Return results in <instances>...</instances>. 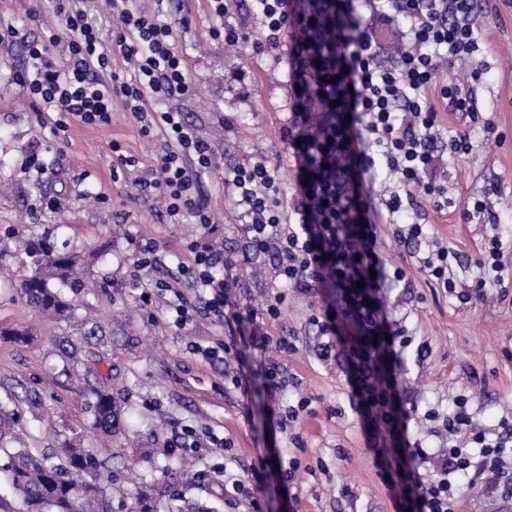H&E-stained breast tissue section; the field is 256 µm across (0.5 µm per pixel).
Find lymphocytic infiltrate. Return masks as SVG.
Wrapping results in <instances>:
<instances>
[{"instance_id":"lymphocytic-infiltrate-1","label":"lymphocytic infiltrate","mask_w":512,"mask_h":512,"mask_svg":"<svg viewBox=\"0 0 512 512\" xmlns=\"http://www.w3.org/2000/svg\"><path fill=\"white\" fill-rule=\"evenodd\" d=\"M48 2L64 17L69 63L58 67L50 60L57 34L27 42L29 64L16 79L37 111L53 113L52 130L59 133L73 124L110 123L115 108L123 107L141 137H157L161 143L149 165L113 148L114 169L134 173L137 190L161 193L170 218L188 213L197 223L210 224L198 186L212 166L213 149L182 112L160 103L190 88L173 30L157 15L133 8L131 0H111L119 24L108 48L86 11L64 9L61 0ZM387 7L404 19L408 44L385 64L365 17L382 14ZM477 11L478 0H363L359 7L354 0H304L295 9L288 0H253L259 48L271 54L282 39L291 41L295 122L283 128L282 137L296 146L302 180L289 210L274 194L276 171L266 162L248 163L224 177V192L243 221L247 250L271 252L277 259L281 288L271 294L264 313L272 319L280 315L287 289L306 291L316 284L336 289L335 300L323 310L320 329L339 341L324 343L320 355L329 357L333 347H340L346 363L356 368L351 405L370 417L375 463L406 512H454V476L469 474L474 487L499 475L502 455L512 443V426L488 438L464 396L456 399L452 412L426 414L434 434L455 437L445 451L429 454L418 441L404 448L390 443L392 437L407 434L413 419L400 407L395 376L412 339L389 322L384 310L387 288L403 281L405 271L386 266L377 216L417 209L423 200L439 211L453 207L448 182L438 179L428 145L433 130L443 126L444 113L480 125L485 137L496 133L493 122L480 120L474 112L469 88L438 78L442 64L472 59L478 51ZM115 59L120 62L116 68L111 65ZM379 164L398 182L386 195L368 177ZM292 213L297 223L289 222ZM393 237L417 259L422 275L463 303L481 301L484 293L458 289L454 268L471 264L497 273L504 267L503 243L495 235L484 238L471 257L429 238L419 224L396 225ZM187 250L178 277L196 286L195 302H188L170 282L142 292V302L164 300L182 329L200 316L240 327L255 323L257 311L231 300L237 281L225 272L223 253L198 240ZM426 460L436 468L427 480L416 467ZM272 468L268 456L260 455L247 466L246 478L225 473V496L244 498L251 512H263L248 484L261 482Z\"/></svg>"}]
</instances>
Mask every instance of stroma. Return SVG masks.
Wrapping results in <instances>:
<instances>
[{"label": "stroma", "instance_id": "35a3bbf8", "mask_svg": "<svg viewBox=\"0 0 512 512\" xmlns=\"http://www.w3.org/2000/svg\"><path fill=\"white\" fill-rule=\"evenodd\" d=\"M36 6V0H0V327L32 330L24 343L0 338V391L25 389L42 401L38 408L21 406L14 447L58 448L68 441L98 446L86 411L97 386L112 392L121 410L120 431L112 440L110 512H135L140 490L165 512L175 488L217 512H247V504L224 502V479L211 471L222 460L219 453L167 452L187 425L214 428L234 443L235 474L259 454L297 461L291 484L273 472L258 489L265 512H404L379 476L365 422L349 405L350 368L316 354L321 336L309 319L334 299V289H289L279 319L260 322L262 330L293 345L277 355L299 380L289 386L283 405L303 397L311 401L294 426L281 430L269 422L273 400L255 390L263 379L260 367H253L241 387L228 389L224 365L209 364L192 351L195 343L231 339L230 328L202 319L190 330L177 329L164 310L143 304L134 286L144 239H154L172 267L186 243L200 237L236 259L239 303L263 309L279 284L272 254L246 251L238 212L224 200L225 172L255 159L277 168L282 199L299 191L295 151L281 138L282 126L292 121L289 68L258 52L259 32L247 0H234L230 9L231 22L243 24L249 35L235 48L211 36L218 20L208 0H144L146 10H160L176 34L191 77L190 92L177 103L214 149V165L199 186L213 218L206 228L189 217L170 223L164 203L140 194L132 174L113 175V143L149 163L159 149L138 135L123 108H116L110 124L51 135L48 115L36 111L14 79L28 63L24 37H40L48 27L64 30L53 13L33 20ZM480 6L484 26L475 59L486 73L475 89L476 107L500 137L488 141L473 130L472 152L459 156L450 153L448 141L464 120H450L435 132L457 210L439 212L427 204L421 212H405L401 221L425 225L449 248L470 255L484 236L499 233L507 255L504 283L487 284L485 303L464 304L426 281L415 259L395 243L392 225H381L380 243L386 263L407 272L385 300L389 320L413 338L398 376L404 407L444 412L465 395L469 412L494 436L501 421L512 422V0H481ZM12 27L20 38L9 36ZM48 145L50 169L41 176L30 169L29 158ZM483 196L494 206L496 226L463 222L460 209ZM19 231L50 235L57 246L82 255L100 288L94 295L72 288L63 294L87 326H101V334L85 338L65 322L40 320L17 295L14 286L27 273L11 242ZM64 339L78 358L96 354L99 375L92 382L64 370L57 355ZM297 435L303 447L294 444Z\"/></svg>", "mask_w": 512, "mask_h": 512}]
</instances>
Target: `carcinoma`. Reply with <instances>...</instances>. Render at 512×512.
Masks as SVG:
<instances>
[{
    "label": "carcinoma",
    "instance_id": "obj_1",
    "mask_svg": "<svg viewBox=\"0 0 512 512\" xmlns=\"http://www.w3.org/2000/svg\"><path fill=\"white\" fill-rule=\"evenodd\" d=\"M24 254L31 264V274L20 285L25 301L41 314L76 319L61 289L84 287L78 277L77 255L56 249L47 237L27 242ZM87 412L96 429L107 435L116 430L117 402L112 394L93 390ZM12 426L11 417H0V452L9 455L10 483L19 497L38 512H108L107 489L112 478L98 450L70 444L50 453L39 448L10 449L6 442Z\"/></svg>",
    "mask_w": 512,
    "mask_h": 512
}]
</instances>
